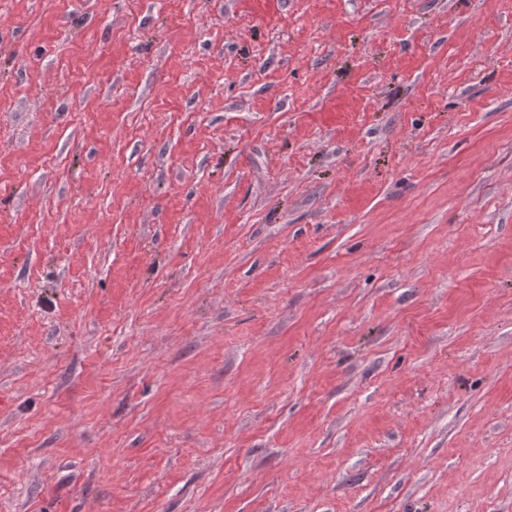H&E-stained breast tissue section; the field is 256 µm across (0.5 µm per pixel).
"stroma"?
<instances>
[{"label":"stroma","instance_id":"obj_1","mask_svg":"<svg viewBox=\"0 0 512 512\" xmlns=\"http://www.w3.org/2000/svg\"><path fill=\"white\" fill-rule=\"evenodd\" d=\"M0 512H512V0H0Z\"/></svg>","mask_w":512,"mask_h":512}]
</instances>
